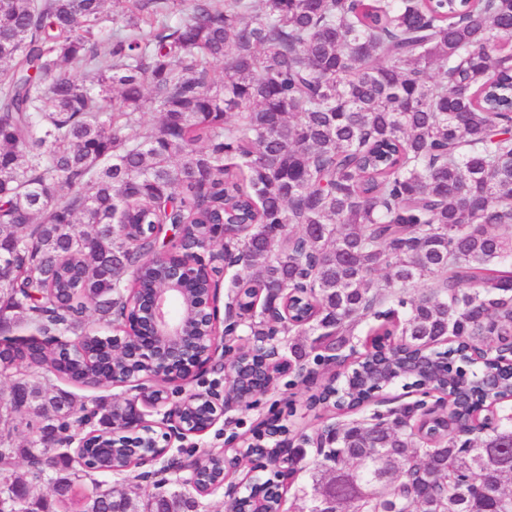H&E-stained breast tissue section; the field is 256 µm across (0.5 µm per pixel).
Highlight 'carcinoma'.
Returning a JSON list of instances; mask_svg holds the SVG:
<instances>
[{
    "label": "carcinoma",
    "instance_id": "obj_1",
    "mask_svg": "<svg viewBox=\"0 0 512 512\" xmlns=\"http://www.w3.org/2000/svg\"><path fill=\"white\" fill-rule=\"evenodd\" d=\"M0 0V332L81 339L88 374L63 348L0 354V431L39 418L26 445H0V471L20 457L49 501L22 480L0 484L11 512H137L126 494H83L71 456L46 442L80 424L60 382L108 376L89 312L123 325L131 294L159 279L147 253L184 226L198 252L221 247L244 276L228 311L250 335L282 332L296 363L324 366L368 322L426 351L447 392L434 443L388 422L341 426L304 491L306 512H512V426L472 425L491 388L485 365L459 354L469 336L488 356L512 336V0ZM114 26L109 27L107 23ZM224 63L216 80L212 66ZM158 112L156 124L143 121ZM431 289L416 296L406 286ZM262 305L288 301L297 324L271 325ZM459 341L445 351L436 346ZM391 385L421 376L387 348ZM329 379L308 407L366 394ZM278 442L243 447L252 461ZM233 512L277 507L276 485ZM182 493L146 512H194Z\"/></svg>",
    "mask_w": 512,
    "mask_h": 512
}]
</instances>
